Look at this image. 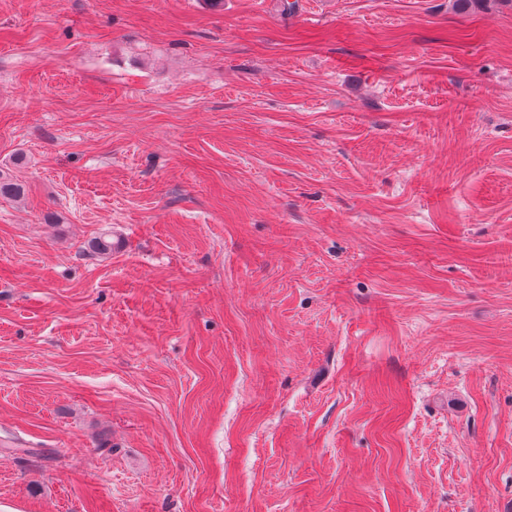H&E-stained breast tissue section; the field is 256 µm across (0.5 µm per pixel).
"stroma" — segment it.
<instances>
[{"instance_id": "stroma-1", "label": "stroma", "mask_w": 512, "mask_h": 512, "mask_svg": "<svg viewBox=\"0 0 512 512\" xmlns=\"http://www.w3.org/2000/svg\"><path fill=\"white\" fill-rule=\"evenodd\" d=\"M0 171V505L512 512V0H0Z\"/></svg>"}]
</instances>
